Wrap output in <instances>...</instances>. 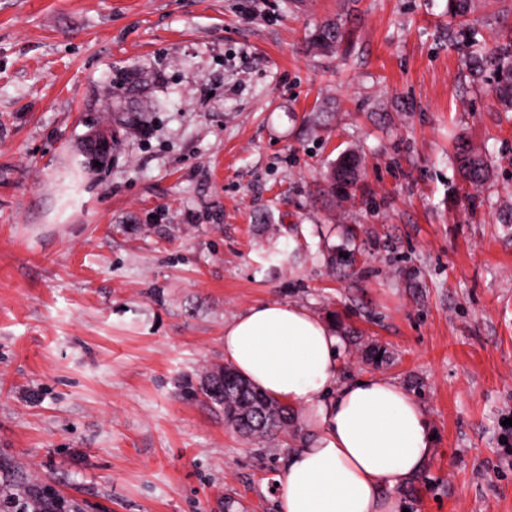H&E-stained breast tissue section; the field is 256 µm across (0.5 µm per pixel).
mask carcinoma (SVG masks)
Instances as JSON below:
<instances>
[{
	"label": "carcinoma",
	"instance_id": "obj_1",
	"mask_svg": "<svg viewBox=\"0 0 512 512\" xmlns=\"http://www.w3.org/2000/svg\"><path fill=\"white\" fill-rule=\"evenodd\" d=\"M471 48L474 58L492 60L495 79L490 92L503 104L512 106V42L489 50L474 40ZM458 161L470 184L477 186L486 179L487 164L481 156L460 147ZM358 166V160L344 155L332 172L334 183L347 196L358 183ZM198 392L224 410V423L259 444L288 432V425L294 423V411L288 404L260 392L230 365L206 371L198 381Z\"/></svg>",
	"mask_w": 512,
	"mask_h": 512
}]
</instances>
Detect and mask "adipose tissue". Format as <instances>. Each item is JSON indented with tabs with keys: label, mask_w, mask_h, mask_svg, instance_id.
Returning a JSON list of instances; mask_svg holds the SVG:
<instances>
[{
	"label": "adipose tissue",
	"mask_w": 512,
	"mask_h": 512,
	"mask_svg": "<svg viewBox=\"0 0 512 512\" xmlns=\"http://www.w3.org/2000/svg\"><path fill=\"white\" fill-rule=\"evenodd\" d=\"M333 325L308 308L254 303L224 324V358L288 403L303 432L277 478L278 512H397L391 492L427 465V416L401 385L339 374Z\"/></svg>",
	"instance_id": "ef3b65f1"
}]
</instances>
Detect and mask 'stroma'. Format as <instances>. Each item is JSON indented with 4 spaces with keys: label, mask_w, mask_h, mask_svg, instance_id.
Masks as SVG:
<instances>
[{
    "label": "stroma",
    "mask_w": 512,
    "mask_h": 512,
    "mask_svg": "<svg viewBox=\"0 0 512 512\" xmlns=\"http://www.w3.org/2000/svg\"><path fill=\"white\" fill-rule=\"evenodd\" d=\"M474 38L511 40L512 0L461 24L448 0H0L8 492L276 512L295 440L252 442L187 388L267 300L330 317L342 378L422 405L433 455L401 507L512 512V109L490 62L474 75ZM94 131L113 140L91 171ZM348 154L342 201L327 172ZM458 161L464 179L471 185L481 184L488 175L486 161L479 155L472 153L469 149L458 148ZM358 160L349 156H341L332 172L334 186L342 190L346 196H350V190L354 189L358 183Z\"/></svg>",
    "instance_id": "stroma-1"
}]
</instances>
